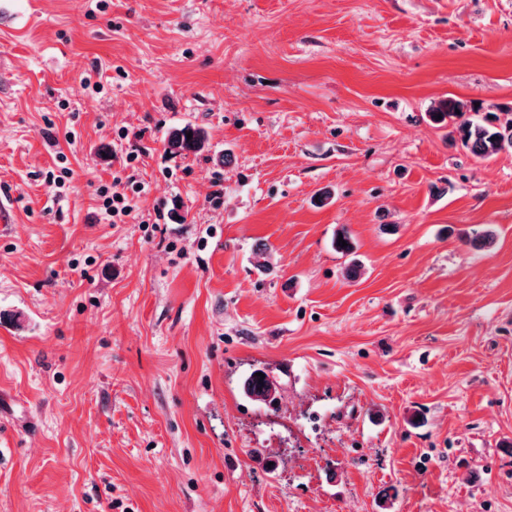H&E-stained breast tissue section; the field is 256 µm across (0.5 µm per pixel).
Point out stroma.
I'll return each mask as SVG.
<instances>
[{
	"label": "stroma",
	"mask_w": 512,
	"mask_h": 512,
	"mask_svg": "<svg viewBox=\"0 0 512 512\" xmlns=\"http://www.w3.org/2000/svg\"><path fill=\"white\" fill-rule=\"evenodd\" d=\"M448 98L512 110V0H0V512H512V151ZM471 110L461 101L446 99L434 103L428 115L436 124H452L461 146L479 160L491 159L506 149L512 151V114L503 121L497 117L479 120L466 116ZM436 115H441V120H436ZM192 132V138L187 140V133ZM166 145L170 152L184 154V152H199L205 147V131L188 122L180 128L170 131L166 136ZM112 186V195L106 197L103 202V208L101 211L102 215H104V218L114 224L115 217L130 216L132 212L135 211V197H138L139 194L144 191L145 186L131 178L123 183L122 179L118 177L113 178ZM119 187H122L121 190L118 189ZM129 187L133 195L131 198L126 192ZM117 197H120V200H117ZM261 372L264 374V379L261 383H258L260 376H256V373ZM243 392L251 400L265 403L268 405L277 402L276 392L277 385L269 377V375L261 369L254 370L249 376L243 381Z\"/></svg>",
	"instance_id": "obj_1"
}]
</instances>
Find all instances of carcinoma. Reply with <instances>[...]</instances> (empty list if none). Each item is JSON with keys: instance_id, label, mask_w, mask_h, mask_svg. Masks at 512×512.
<instances>
[{"instance_id": "obj_1", "label": "carcinoma", "mask_w": 512, "mask_h": 512, "mask_svg": "<svg viewBox=\"0 0 512 512\" xmlns=\"http://www.w3.org/2000/svg\"><path fill=\"white\" fill-rule=\"evenodd\" d=\"M466 112L468 108L463 102L446 99L434 103L428 115L433 121L439 115V123L453 125L461 146L479 160H488L506 149L512 151V117L503 121L497 117L479 120L466 116ZM189 132L192 133L190 139L187 138ZM205 143V131L190 122L170 131L166 136L167 148L175 154L199 152ZM243 392L257 402L268 405L277 402V385L267 374L260 381L256 373H251L243 381Z\"/></svg>"}]
</instances>
